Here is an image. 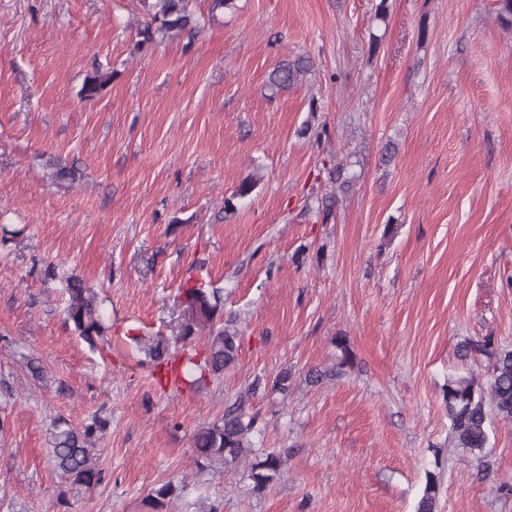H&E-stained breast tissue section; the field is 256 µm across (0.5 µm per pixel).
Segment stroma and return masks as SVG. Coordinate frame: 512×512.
I'll list each match as a JSON object with an SVG mask.
<instances>
[{
  "instance_id": "stroma-1",
  "label": "stroma",
  "mask_w": 512,
  "mask_h": 512,
  "mask_svg": "<svg viewBox=\"0 0 512 512\" xmlns=\"http://www.w3.org/2000/svg\"><path fill=\"white\" fill-rule=\"evenodd\" d=\"M377 2L189 0L198 37L142 46V0H0V512H150L168 482L173 512H414L432 471L438 512H512V425L478 461L442 403L449 374L488 365L461 342L512 346V32L497 0H388L382 20ZM296 54L313 71L270 95ZM100 65L112 81L83 100ZM71 275L102 303L97 347L66 320ZM190 279L223 289L239 357L164 387L133 339L178 334ZM340 336L352 367L310 383ZM257 378L252 441L290 452L260 493L247 462L199 472L191 448ZM96 417L88 490L49 450L57 419Z\"/></svg>"
}]
</instances>
